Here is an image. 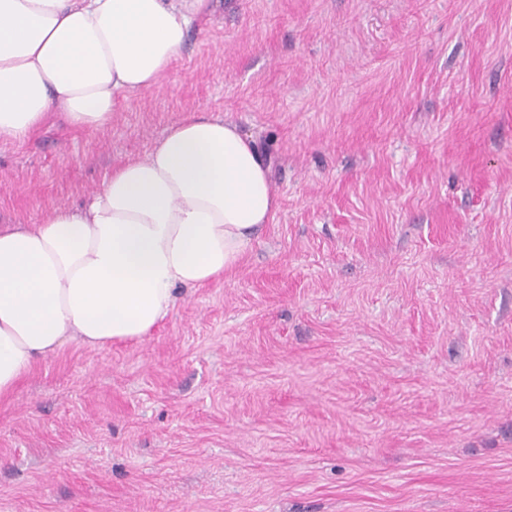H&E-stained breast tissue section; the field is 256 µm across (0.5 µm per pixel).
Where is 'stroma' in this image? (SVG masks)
<instances>
[{
	"mask_svg": "<svg viewBox=\"0 0 512 512\" xmlns=\"http://www.w3.org/2000/svg\"><path fill=\"white\" fill-rule=\"evenodd\" d=\"M191 112L253 137L274 219L0 400V512H512V0H221L106 129L0 141V225Z\"/></svg>",
	"mask_w": 512,
	"mask_h": 512,
	"instance_id": "35a3bbf8",
	"label": "stroma"
}]
</instances>
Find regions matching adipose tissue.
<instances>
[{
	"label": "adipose tissue",
	"instance_id": "obj_1",
	"mask_svg": "<svg viewBox=\"0 0 512 512\" xmlns=\"http://www.w3.org/2000/svg\"><path fill=\"white\" fill-rule=\"evenodd\" d=\"M217 0H0V140L59 115L101 130L156 85ZM278 209L234 123L188 114L80 204L0 225V399L68 342L149 339L179 287L223 280Z\"/></svg>",
	"mask_w": 512,
	"mask_h": 512
}]
</instances>
